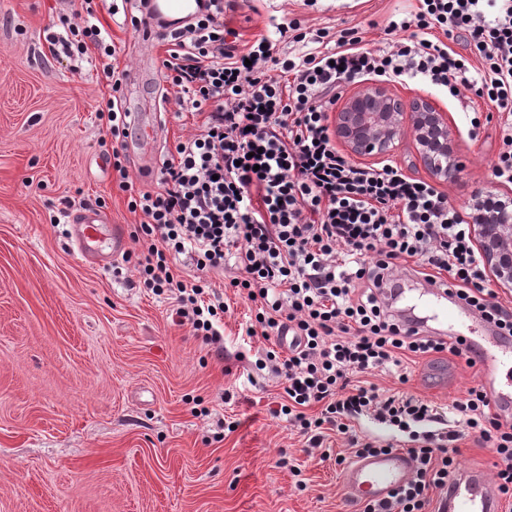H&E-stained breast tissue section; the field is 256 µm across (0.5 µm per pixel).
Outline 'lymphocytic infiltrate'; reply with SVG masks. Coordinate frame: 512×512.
<instances>
[{"label":"lymphocytic infiltrate","instance_id":"lymphocytic-infiltrate-1","mask_svg":"<svg viewBox=\"0 0 512 512\" xmlns=\"http://www.w3.org/2000/svg\"><path fill=\"white\" fill-rule=\"evenodd\" d=\"M94 0H71L64 37L47 34L57 58L95 47L113 89L124 75L116 46L94 23ZM198 10L169 41L163 80L176 111L201 115L159 169L160 190H142L134 235L138 272L170 302V315L206 343L223 345L224 295L204 280L233 267L256 319L248 339L263 340L257 370L284 378L278 413L320 446L324 429L346 438L355 457L389 452L357 434L370 416L412 431L410 477L363 512H426L432 491L447 493L457 443L469 434L497 458L498 490L512 496V422L494 412L482 387L455 400L454 421L406 392H380L367 374L396 371L417 358L453 351L452 343L401 327L383 307L380 285L401 258L417 259L427 281L447 278L459 299L512 337V308L484 288L483 258L471 228L443 192L395 164L360 165L337 150L328 111L347 82L422 79L459 102L469 95L505 113L492 161L497 182L512 184V0H417L390 21L389 40L369 46L357 29L302 30L295 18L270 19L271 31L239 46L224 23L233 0H198ZM290 38L291 49H279ZM116 142L112 168L129 190L120 148L130 135L117 102L97 110ZM188 256L198 275L177 272ZM294 341L282 345V334Z\"/></svg>","mask_w":512,"mask_h":512}]
</instances>
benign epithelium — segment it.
Here are the masks:
<instances>
[{"mask_svg":"<svg viewBox=\"0 0 512 512\" xmlns=\"http://www.w3.org/2000/svg\"><path fill=\"white\" fill-rule=\"evenodd\" d=\"M410 125L417 155L434 179L446 182L461 169L453 146L447 114L427 98L406 104L387 86L369 83L351 95L336 113L334 136L347 151L358 156L390 155L401 129ZM487 192L476 191L466 217L473 226L485 265L498 286L512 288V210L487 213L481 202Z\"/></svg>","mask_w":512,"mask_h":512,"instance_id":"1","label":"benign epithelium"}]
</instances>
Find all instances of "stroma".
Listing matches in <instances>:
<instances>
[{
  "label": "stroma",
  "mask_w": 512,
  "mask_h": 512,
  "mask_svg": "<svg viewBox=\"0 0 512 512\" xmlns=\"http://www.w3.org/2000/svg\"><path fill=\"white\" fill-rule=\"evenodd\" d=\"M414 3L247 0L225 20L244 43L289 12L307 27L358 28L379 46ZM109 5L93 7L120 48L114 66L130 73L146 59L160 69L166 44L142 47ZM67 12L66 0H0V512H362L345 488L346 442L332 435L310 447L273 414L282 379L240 359L248 305L230 285L235 270L206 275L229 306L219 352L172 323L167 300L139 282L133 263H88L69 224H55L63 200L98 209L138 252L141 217L118 187L96 111L157 91L126 81L116 94L87 62L54 58L45 37L62 32ZM389 88L447 112L462 170L437 188L451 203L467 207L479 188L512 189L490 166L500 112L480 98L464 112L412 80ZM370 381L446 410L480 373L443 352L412 364L408 383L381 373Z\"/></svg>",
  "instance_id": "1"
}]
</instances>
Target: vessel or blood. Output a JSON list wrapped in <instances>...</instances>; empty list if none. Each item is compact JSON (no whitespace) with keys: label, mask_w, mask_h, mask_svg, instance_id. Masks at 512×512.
<instances>
[{"label":"vessel or blood","mask_w":512,"mask_h":512,"mask_svg":"<svg viewBox=\"0 0 512 512\" xmlns=\"http://www.w3.org/2000/svg\"><path fill=\"white\" fill-rule=\"evenodd\" d=\"M195 0H149L145 21L137 30L141 44L149 45L160 36L173 35L171 26L175 13H194ZM158 103L148 107L138 105L129 109V117L139 132L137 147L144 163H151L155 145L157 124L152 113L158 112ZM72 239L77 252L87 261L98 258V245L104 238H111L113 252L125 247L121 236L112 232L111 220L92 208H84L69 216ZM403 282L419 285L420 295L426 296L429 317L410 320V328L425 326L433 320L447 324V339L462 354L474 361L482 373V382L498 408L499 413L512 417V388L496 383L500 365L512 362V342L500 338L493 324L457 299L447 283L424 282L419 276L407 272ZM412 469L409 456L393 450L385 454L354 461L345 475L348 496L356 502L381 501L388 494L405 484ZM445 512H499L498 493L487 473L481 469H466L448 483V495L444 500Z\"/></svg>","instance_id":"obj_1"}]
</instances>
